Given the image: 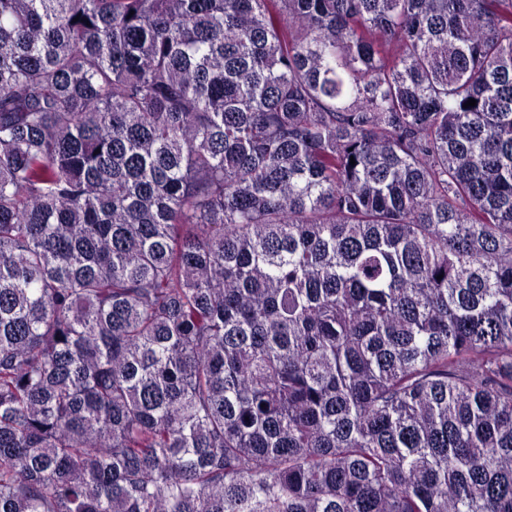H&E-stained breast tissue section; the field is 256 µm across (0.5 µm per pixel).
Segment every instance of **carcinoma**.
I'll return each instance as SVG.
<instances>
[{
    "label": "carcinoma",
    "mask_w": 512,
    "mask_h": 512,
    "mask_svg": "<svg viewBox=\"0 0 512 512\" xmlns=\"http://www.w3.org/2000/svg\"><path fill=\"white\" fill-rule=\"evenodd\" d=\"M0 512H512V0H0Z\"/></svg>",
    "instance_id": "obj_1"
}]
</instances>
